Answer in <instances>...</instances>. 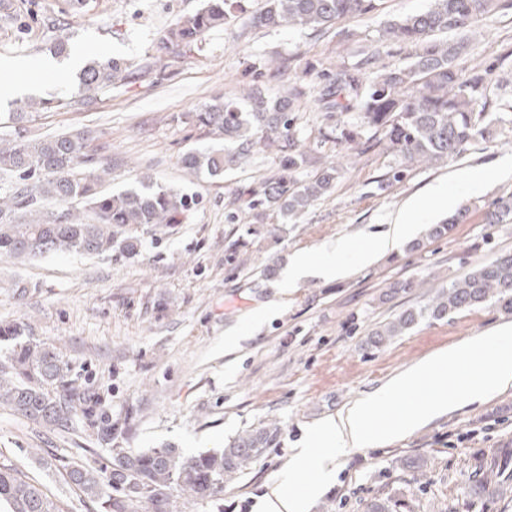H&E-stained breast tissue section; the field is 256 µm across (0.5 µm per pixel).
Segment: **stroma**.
Returning a JSON list of instances; mask_svg holds the SVG:
<instances>
[{
	"label": "stroma",
	"instance_id": "stroma-1",
	"mask_svg": "<svg viewBox=\"0 0 512 512\" xmlns=\"http://www.w3.org/2000/svg\"><path fill=\"white\" fill-rule=\"evenodd\" d=\"M31 21L25 30L0 27V83L15 81L21 64L36 66L53 40L68 36L74 54L119 57L136 77L118 83L91 110L63 106L42 111L32 135L90 130L94 146L111 159L105 190L138 186L142 176L181 187L197 204L181 223L143 238L138 255L90 256L55 253L27 261L0 256V324L25 323L31 339L56 346L74 375L89 379L113 413L134 411L129 447L172 445L186 455L220 450L239 434L277 422L281 434L236 481L225 485L223 502L177 499L176 512H257L281 478L293 448L309 429L336 414L362 393L400 374L424 355L506 324L494 306L426 319L380 348L365 343L368 332L408 306L426 302L475 265L512 252V223L489 226L481 216L501 195L512 193V171L494 165L512 160V8L468 32L458 64L464 71L490 70L486 108L496 123L456 160L413 166L408 179L385 189L377 182L397 156L376 148L353 155L335 190L298 219L269 211L256 215L234 205L240 190L267 176L275 156L256 152L223 178L189 176L180 159L189 149L213 147L190 119L219 98L259 88L273 97L283 91L276 67L297 59L315 85L320 70L344 66L371 75L382 66L409 62L411 47L381 46L393 21L428 9L430 0H386L366 17L346 19L318 31L301 25L266 29L247 15L259 0H244L246 17L207 32L197 46L161 51V32L201 0H85L72 13L69 0H12ZM380 47L376 63L362 52ZM313 100L302 101L298 125L311 150L301 169L313 177L335 159L336 148L318 145L319 131L336 125ZM468 169L487 178L484 190L457 192V207L470 211L466 223L419 251L408 244L363 265L351 260L343 280L309 276L294 287L281 271L293 252L318 253L337 238L354 245L384 229L406 202L424 198ZM235 221H228V212ZM243 239L237 258L228 246ZM413 281L408 292L395 282ZM29 286L18 300L16 283ZM236 330L240 346L224 350V334ZM491 428H482L484 420ZM512 451V387L478 407L445 415L409 436L377 448L346 453L333 485L310 503L309 512H364L385 492L401 512H512V497L473 491L479 466L503 463ZM111 452L83 422L49 431L0 408V466L29 475L63 512H101L66 481L63 463L100 468ZM425 460L426 475L412 481L403 460Z\"/></svg>",
	"mask_w": 512,
	"mask_h": 512
}]
</instances>
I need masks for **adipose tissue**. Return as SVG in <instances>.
<instances>
[{"label": "adipose tissue", "mask_w": 512, "mask_h": 512, "mask_svg": "<svg viewBox=\"0 0 512 512\" xmlns=\"http://www.w3.org/2000/svg\"><path fill=\"white\" fill-rule=\"evenodd\" d=\"M448 205V193L442 188L432 189L425 199L410 203L385 233L371 238L357 251L359 262L373 263L408 239L429 209L444 210ZM350 250V241L339 239L327 245L319 258L308 252L295 253L285 268L284 279L292 283L307 276L328 281L344 278L349 273L345 257ZM478 352L483 355L480 379L449 388V379L456 377L470 362L472 354ZM422 381L427 382L430 390L423 404L410 407L400 418L376 423L375 418L383 407L412 394ZM510 387L512 325L505 324L492 333L431 352L379 388L344 406L310 434L305 446L293 449L288 463L289 481H307L310 474L315 480L307 482L308 491L303 495L287 493L282 485H273L261 503L262 512H307L311 496L323 492L335 481L339 460L349 450L381 446L404 438L435 418L483 403Z\"/></svg>", "instance_id": "1"}]
</instances>
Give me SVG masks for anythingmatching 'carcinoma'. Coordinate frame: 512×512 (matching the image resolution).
<instances>
[{
    "label": "carcinoma",
    "mask_w": 512,
    "mask_h": 512,
    "mask_svg": "<svg viewBox=\"0 0 512 512\" xmlns=\"http://www.w3.org/2000/svg\"><path fill=\"white\" fill-rule=\"evenodd\" d=\"M262 2L250 17L256 27L288 24L322 30L348 17L374 13L383 0ZM507 7L512 8V0H433L427 11L390 23L384 30L386 40L414 47L413 60L372 78L339 67L322 74L319 106L330 114L355 112L359 122L324 132L321 142L331 141L346 151L385 145L401 162L384 174L378 183L381 190L406 180L414 165L431 166L459 157L487 131L486 107L475 109L484 96L486 77L480 72L467 77L458 68V59L468 47L465 39L450 42L439 35L461 33ZM241 13V0H203L199 9L177 18L163 31L158 48H190ZM282 68L288 72V88L274 99L251 91L241 98L218 99L195 113V125L224 146L191 149L182 156V164L191 173L221 177L255 151L275 146L276 170L242 196L251 210L260 207L294 217L329 195L345 168L331 161L312 178H297L307 153L297 136L295 112L307 86L297 75V65L289 62ZM132 78L134 73L118 59L87 62L79 71L71 100L91 108L112 85ZM59 104L56 98H27L15 101L8 113L12 132L0 137V178H8V187L0 190V254L28 259L59 252L118 251L134 256L141 246L140 235H154L180 223L195 205L194 197L149 178L119 194L103 193L101 185L112 174V164L101 160L87 132L30 137L28 123L34 114ZM468 218V210H459L445 222L430 225L425 238L409 248L417 250L427 241L446 237ZM482 222L511 224L512 195L493 201ZM487 304L512 315L511 253L471 269L427 303L408 307L374 327L368 343L383 346L423 319L441 320ZM25 335L22 323L0 325V341L13 342L8 366H0V406L49 430L87 421L96 440L112 448L111 465L94 469L74 462L64 469L68 483L98 500L103 512H132L138 506L144 512H173L175 497L217 500L224 493V483L248 470L278 441L280 428L270 423L238 435L221 451L193 456L168 446L125 448L123 442L132 432L131 412L112 416L91 383L70 375L57 347ZM484 482L496 484V494L502 497L512 487V473L499 468L495 479ZM1 500L9 503L11 512H60L38 486L6 466H0ZM399 507L401 502L393 497L377 495L367 503L366 512H398Z\"/></svg>",
    "instance_id": "cac0c4a2"
}]
</instances>
